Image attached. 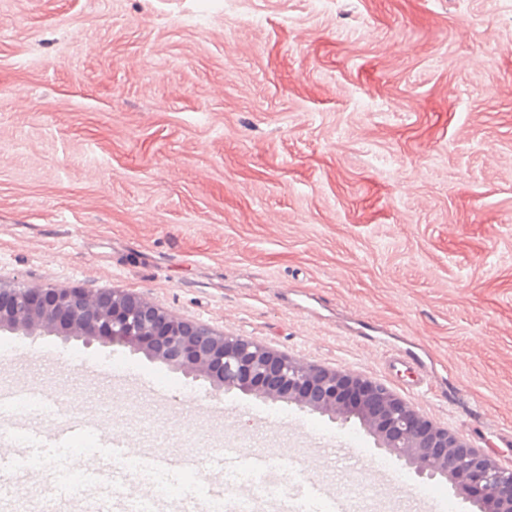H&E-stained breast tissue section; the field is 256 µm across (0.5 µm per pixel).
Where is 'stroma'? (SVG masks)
I'll use <instances>...</instances> for the list:
<instances>
[{
  "label": "stroma",
  "instance_id": "obj_1",
  "mask_svg": "<svg viewBox=\"0 0 512 512\" xmlns=\"http://www.w3.org/2000/svg\"><path fill=\"white\" fill-rule=\"evenodd\" d=\"M15 282L132 293L381 382L512 465V0H0V283ZM2 342L0 392L53 394L133 454L272 445L299 480L370 487L349 512L456 494L358 420L218 394L125 346ZM406 348L423 387L388 364ZM115 356L167 399L88 374ZM353 431L356 469L318 453ZM32 455L46 484L93 467Z\"/></svg>",
  "mask_w": 512,
  "mask_h": 512
}]
</instances>
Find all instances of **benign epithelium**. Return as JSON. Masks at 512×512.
<instances>
[{
	"label": "benign epithelium",
	"instance_id": "obj_1",
	"mask_svg": "<svg viewBox=\"0 0 512 512\" xmlns=\"http://www.w3.org/2000/svg\"><path fill=\"white\" fill-rule=\"evenodd\" d=\"M0 331L51 333L87 344L103 338L206 378L217 390L284 400L342 422L357 419L416 476L465 477L479 491L473 500L479 512H512V467L424 418L384 384L218 333L133 294L0 285Z\"/></svg>",
	"mask_w": 512,
	"mask_h": 512
}]
</instances>
